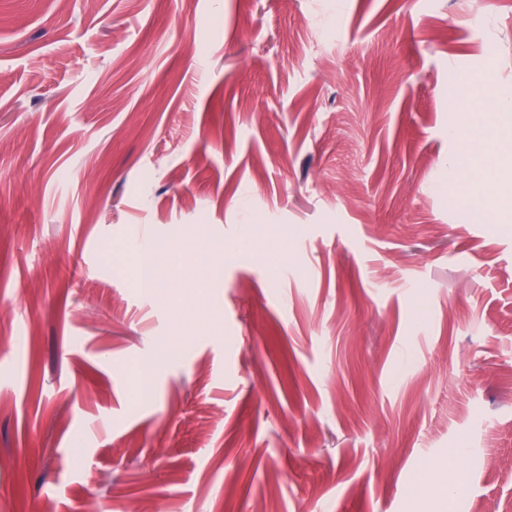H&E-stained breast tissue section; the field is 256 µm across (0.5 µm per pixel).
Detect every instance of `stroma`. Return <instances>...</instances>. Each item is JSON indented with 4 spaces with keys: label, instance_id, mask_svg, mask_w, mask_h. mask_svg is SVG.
I'll return each instance as SVG.
<instances>
[{
    "label": "stroma",
    "instance_id": "obj_1",
    "mask_svg": "<svg viewBox=\"0 0 512 512\" xmlns=\"http://www.w3.org/2000/svg\"><path fill=\"white\" fill-rule=\"evenodd\" d=\"M488 87L512 0H0V512H512ZM160 274L158 253L150 246L142 247L137 252L135 268V276L140 288L148 290L157 288Z\"/></svg>",
    "mask_w": 512,
    "mask_h": 512
}]
</instances>
